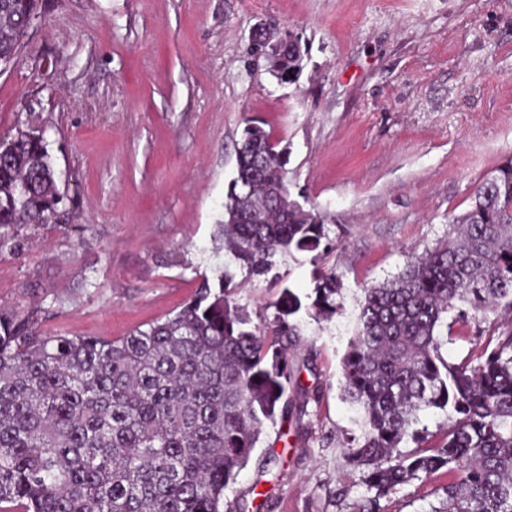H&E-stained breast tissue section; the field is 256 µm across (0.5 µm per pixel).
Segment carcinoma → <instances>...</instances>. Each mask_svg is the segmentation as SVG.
<instances>
[{
	"label": "carcinoma",
	"instance_id": "carcinoma-1",
	"mask_svg": "<svg viewBox=\"0 0 512 512\" xmlns=\"http://www.w3.org/2000/svg\"><path fill=\"white\" fill-rule=\"evenodd\" d=\"M37 10L38 0H0V62L17 57ZM252 55L290 83L303 47L263 41ZM279 145L246 127L217 225L220 248L250 277L329 241L320 213L273 206L290 193ZM60 196L44 133L0 141V253L17 248L20 227L56 216ZM448 224L447 240L363 289L341 362L361 428L348 457L370 493L357 512H380L398 486L440 471L450 480L430 512H512V327L476 356L441 353L465 317L512 313V160ZM229 278L221 271L175 314L117 340L46 336L34 313L0 309V512H224L266 426L288 415L283 339L302 308L290 292L273 303L270 338L229 298ZM314 294L313 318L341 313L336 273H320ZM430 409L455 417L443 442L400 451Z\"/></svg>",
	"mask_w": 512,
	"mask_h": 512
}]
</instances>
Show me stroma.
Returning <instances> with one entry per match:
<instances>
[{
  "instance_id": "35a3bbf8",
  "label": "stroma",
  "mask_w": 512,
  "mask_h": 512,
  "mask_svg": "<svg viewBox=\"0 0 512 512\" xmlns=\"http://www.w3.org/2000/svg\"><path fill=\"white\" fill-rule=\"evenodd\" d=\"M0 74V139L42 129L67 191L52 224L0 254V308L49 335L116 339L178 311L226 263L213 241L244 128L288 149L292 196L331 220L319 258L267 278L232 268L231 296L269 331L319 272L343 310L295 315L287 418L268 425L236 484L244 512H356L367 494L345 442L360 425L341 360L362 290L445 239L476 187L512 159V0H40ZM265 23L300 39L295 82L251 56ZM512 315L460 326L441 352H480ZM440 473L397 487L382 512H430Z\"/></svg>"
}]
</instances>
